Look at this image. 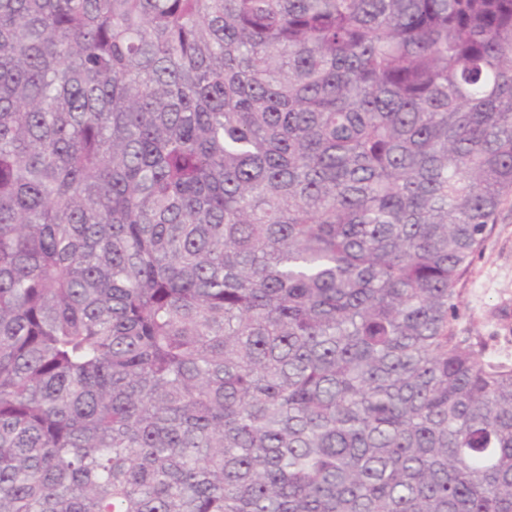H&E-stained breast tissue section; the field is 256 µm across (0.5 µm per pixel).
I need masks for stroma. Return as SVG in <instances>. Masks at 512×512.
Here are the masks:
<instances>
[{"label": "stroma", "mask_w": 512, "mask_h": 512, "mask_svg": "<svg viewBox=\"0 0 512 512\" xmlns=\"http://www.w3.org/2000/svg\"><path fill=\"white\" fill-rule=\"evenodd\" d=\"M454 332L486 358L512 365V199L460 281Z\"/></svg>", "instance_id": "stroma-1"}]
</instances>
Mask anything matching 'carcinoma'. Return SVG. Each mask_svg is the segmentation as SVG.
<instances>
[{
  "mask_svg": "<svg viewBox=\"0 0 512 512\" xmlns=\"http://www.w3.org/2000/svg\"><path fill=\"white\" fill-rule=\"evenodd\" d=\"M511 196L512 0H0V512H512ZM457 290L456 336L485 358L512 366V197Z\"/></svg>",
  "mask_w": 512,
  "mask_h": 512,
  "instance_id": "cac0c4a2",
  "label": "carcinoma"
}]
</instances>
